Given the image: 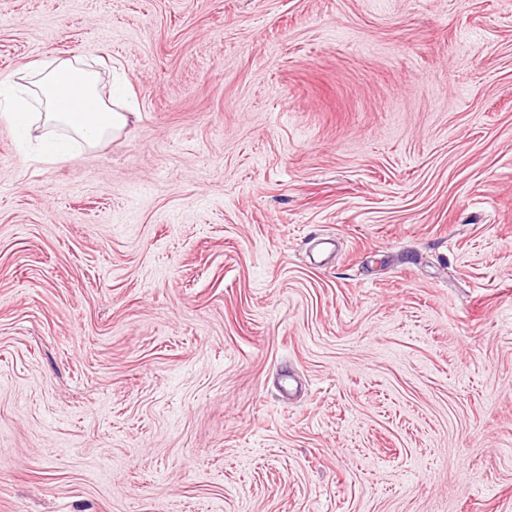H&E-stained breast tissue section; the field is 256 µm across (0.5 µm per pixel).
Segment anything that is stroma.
<instances>
[{
  "label": "stroma",
  "mask_w": 512,
  "mask_h": 512,
  "mask_svg": "<svg viewBox=\"0 0 512 512\" xmlns=\"http://www.w3.org/2000/svg\"><path fill=\"white\" fill-rule=\"evenodd\" d=\"M0 512H512V0H0ZM21 72L29 79L25 85L10 78L0 81V115L24 130L32 119L31 98L43 104L46 126L62 127L91 148L121 133L135 116L112 106L100 91L99 74L77 57L29 63Z\"/></svg>",
  "instance_id": "stroma-1"
}]
</instances>
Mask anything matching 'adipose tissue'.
I'll return each mask as SVG.
<instances>
[{
  "instance_id": "1",
  "label": "adipose tissue",
  "mask_w": 512,
  "mask_h": 512,
  "mask_svg": "<svg viewBox=\"0 0 512 512\" xmlns=\"http://www.w3.org/2000/svg\"><path fill=\"white\" fill-rule=\"evenodd\" d=\"M23 71L27 83L0 81V117L20 128L29 127L34 100L44 107L45 125L64 128L91 148L128 127L131 110L114 108L100 91L98 73L79 58L33 62Z\"/></svg>"
}]
</instances>
